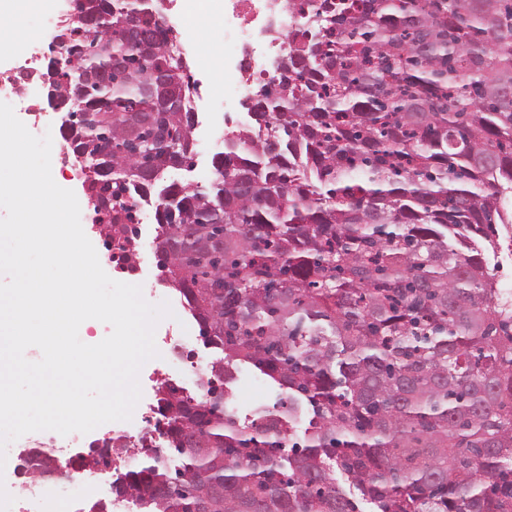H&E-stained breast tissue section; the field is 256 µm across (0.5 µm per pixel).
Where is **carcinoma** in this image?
<instances>
[{
	"instance_id": "obj_1",
	"label": "carcinoma",
	"mask_w": 512,
	"mask_h": 512,
	"mask_svg": "<svg viewBox=\"0 0 512 512\" xmlns=\"http://www.w3.org/2000/svg\"><path fill=\"white\" fill-rule=\"evenodd\" d=\"M68 62L40 73L81 113L86 195L134 270L127 199L204 343L200 397L157 391L168 430L116 466L136 512H512V309L488 254L512 224V0H335L288 35L294 76L256 92L207 186L174 185L195 113L152 0H71ZM109 79H104L107 71ZM286 394L260 421L229 401L240 366ZM307 411L302 445H286ZM34 477L58 461L24 449ZM111 441L76 465L94 470ZM348 483L343 488L336 474Z\"/></svg>"
}]
</instances>
